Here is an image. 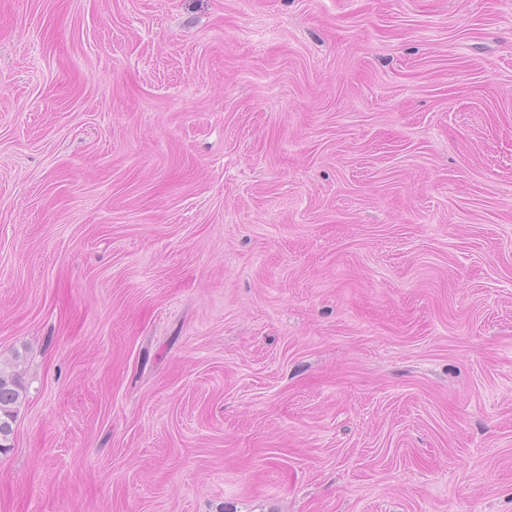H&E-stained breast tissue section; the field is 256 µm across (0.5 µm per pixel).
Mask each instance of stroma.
<instances>
[{
  "mask_svg": "<svg viewBox=\"0 0 512 512\" xmlns=\"http://www.w3.org/2000/svg\"><path fill=\"white\" fill-rule=\"evenodd\" d=\"M0 512H512V0H0ZM20 360L10 366H0V452L11 448L18 408L24 399V387L20 381Z\"/></svg>",
  "mask_w": 512,
  "mask_h": 512,
  "instance_id": "35a3bbf8",
  "label": "stroma"
}]
</instances>
